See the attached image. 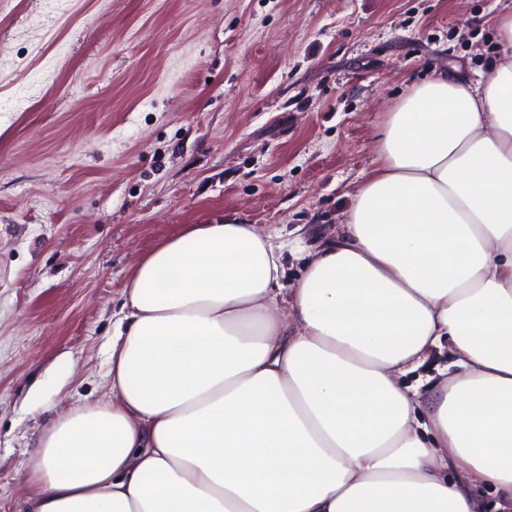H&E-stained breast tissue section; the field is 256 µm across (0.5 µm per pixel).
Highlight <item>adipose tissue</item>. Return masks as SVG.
<instances>
[{
	"label": "adipose tissue",
	"instance_id": "obj_1",
	"mask_svg": "<svg viewBox=\"0 0 512 512\" xmlns=\"http://www.w3.org/2000/svg\"><path fill=\"white\" fill-rule=\"evenodd\" d=\"M492 23L508 53L407 91L291 286L252 224L144 255L112 393L45 430L22 512H512V11Z\"/></svg>",
	"mask_w": 512,
	"mask_h": 512
}]
</instances>
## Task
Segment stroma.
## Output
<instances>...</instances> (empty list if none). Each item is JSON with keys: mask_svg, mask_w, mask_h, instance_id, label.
<instances>
[{"mask_svg": "<svg viewBox=\"0 0 512 512\" xmlns=\"http://www.w3.org/2000/svg\"><path fill=\"white\" fill-rule=\"evenodd\" d=\"M512 0H0V512L109 393L137 260L187 224L334 234L413 85L475 81Z\"/></svg>", "mask_w": 512, "mask_h": 512, "instance_id": "stroma-1", "label": "stroma"}]
</instances>
